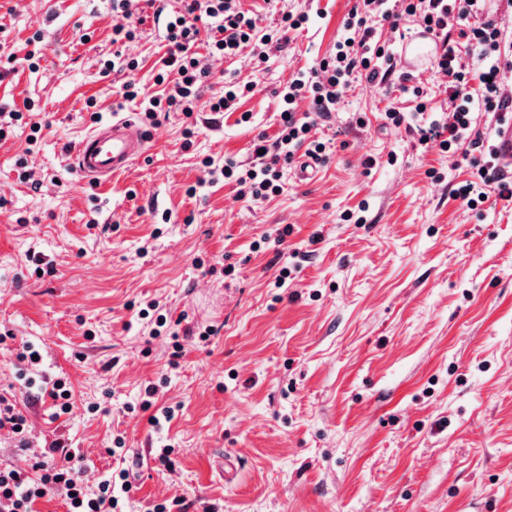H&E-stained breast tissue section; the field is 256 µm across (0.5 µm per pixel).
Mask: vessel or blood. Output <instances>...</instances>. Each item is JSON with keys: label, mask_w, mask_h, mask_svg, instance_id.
I'll list each match as a JSON object with an SVG mask.
<instances>
[{"label": "vessel or blood", "mask_w": 512, "mask_h": 512, "mask_svg": "<svg viewBox=\"0 0 512 512\" xmlns=\"http://www.w3.org/2000/svg\"><path fill=\"white\" fill-rule=\"evenodd\" d=\"M146 135L134 122L115 119L93 128L76 151L85 179L102 182L120 173L145 152Z\"/></svg>", "instance_id": "obj_1"}]
</instances>
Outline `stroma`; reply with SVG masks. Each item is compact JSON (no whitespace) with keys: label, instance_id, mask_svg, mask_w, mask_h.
<instances>
[{"label":"stroma","instance_id":"stroma-1","mask_svg":"<svg viewBox=\"0 0 512 512\" xmlns=\"http://www.w3.org/2000/svg\"><path fill=\"white\" fill-rule=\"evenodd\" d=\"M353 4L282 0L311 17L287 48L209 61L204 96L253 83L238 111L170 113L128 170L92 182L80 142L138 113L113 109L123 82L155 87V5L140 0L124 48L139 68L104 77L109 0H0V43L21 57L43 37L36 70L0 57V104L33 99L42 126L31 147L25 125L0 138V393L28 419L27 450L0 431L1 467L30 469L55 437L49 399L18 378L24 338L71 384L84 485L123 442L135 512H512V210L461 207L452 191L475 167L383 127L392 98L411 112L413 97L352 83L312 130L329 154L308 178L284 166L276 196L241 199L200 164L276 136L277 89L318 66Z\"/></svg>","mask_w":512,"mask_h":512}]
</instances>
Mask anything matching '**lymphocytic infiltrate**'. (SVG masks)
I'll return each instance as SVG.
<instances>
[{"mask_svg": "<svg viewBox=\"0 0 512 512\" xmlns=\"http://www.w3.org/2000/svg\"><path fill=\"white\" fill-rule=\"evenodd\" d=\"M391 2L355 0L334 52L316 69L299 73L282 90L281 127L276 139L254 142L253 160L248 164L228 159L219 166L204 159L210 173L219 174L243 198L261 200L280 193L281 163L291 160L301 147L316 158L325 154L326 143L312 138L311 130L317 121L330 118L352 79L362 78L371 84L399 86L401 92L415 98L417 105L411 113L388 105L383 112L387 125L414 126L424 146L435 143L442 151L465 157L478 153L479 174L475 180L460 182L453 191L463 206L477 207L486 196L512 206V171L501 164L494 144L503 116L512 113V45H506L498 22L486 15L485 0H403L399 12ZM410 17L419 18L423 31L438 41L432 65L448 79L451 121H424L426 91L411 84L410 74L396 72L390 54L375 40V21L395 28ZM308 22V15L286 13L279 25L263 30L241 9L240 0H184L178 26L166 30L167 52L155 77L156 84L165 86V93L149 94L128 82L121 95L126 100L141 99V120L151 126L171 112L189 117L203 106L212 112L229 110L252 87L228 81L223 94L203 98L201 87L207 71L198 44H205L206 54L227 58L251 46L262 59L266 45L286 46L290 32L305 28ZM466 48L477 51V68L463 64ZM304 99L311 100L312 108L301 117L296 105ZM80 458L79 449L56 439L34 454L32 471L1 468L0 512H33L37 499L55 491L64 495L68 512H116L120 494L131 488L127 472L104 476L97 488L90 490L76 472Z\"/></svg>", "mask_w": 512, "mask_h": 512, "instance_id": "lymphocytic-infiltrate-1", "label": "lymphocytic infiltrate"}]
</instances>
